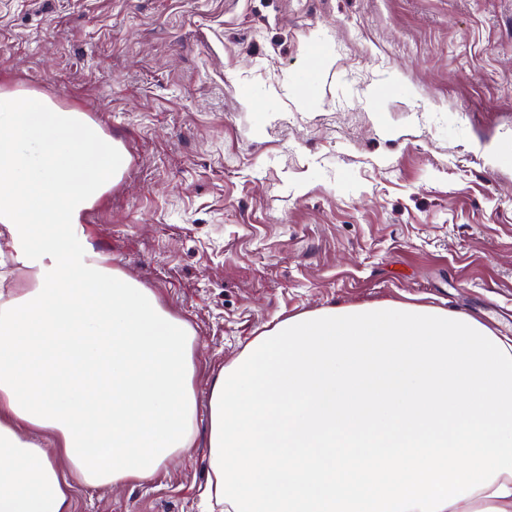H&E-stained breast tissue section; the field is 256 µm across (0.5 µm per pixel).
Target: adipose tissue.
Returning a JSON list of instances; mask_svg holds the SVG:
<instances>
[{
    "instance_id": "obj_1",
    "label": "adipose tissue",
    "mask_w": 512,
    "mask_h": 512,
    "mask_svg": "<svg viewBox=\"0 0 512 512\" xmlns=\"http://www.w3.org/2000/svg\"><path fill=\"white\" fill-rule=\"evenodd\" d=\"M114 148L79 112L0 95V512L150 479L196 438L191 326L110 268L82 220ZM220 512H512V337L428 304L288 316L209 379ZM69 466L77 477L67 482Z\"/></svg>"
}]
</instances>
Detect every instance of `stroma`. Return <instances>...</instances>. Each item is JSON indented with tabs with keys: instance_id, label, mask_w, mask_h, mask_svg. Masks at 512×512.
Returning a JSON list of instances; mask_svg holds the SVG:
<instances>
[{
	"instance_id": "1",
	"label": "stroma",
	"mask_w": 512,
	"mask_h": 512,
	"mask_svg": "<svg viewBox=\"0 0 512 512\" xmlns=\"http://www.w3.org/2000/svg\"><path fill=\"white\" fill-rule=\"evenodd\" d=\"M136 159L86 225L194 329L197 445L74 512H202L208 375L273 321L429 303L512 326V0H0V88ZM6 90L12 93H21L39 99L49 107L61 110H72L75 108L74 104L71 103L69 99V95L65 91L58 89L54 92H47L41 83L31 80L20 81V83L13 85Z\"/></svg>"
}]
</instances>
